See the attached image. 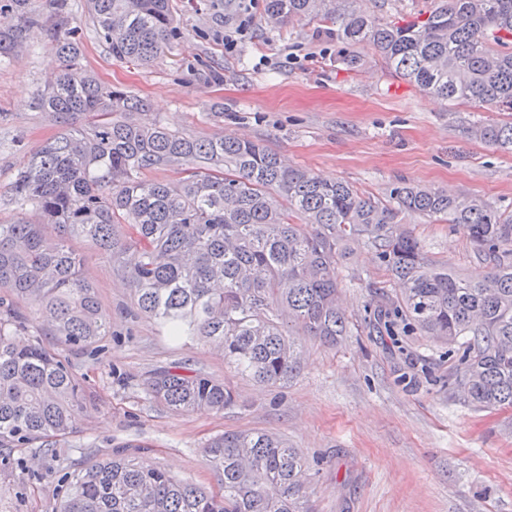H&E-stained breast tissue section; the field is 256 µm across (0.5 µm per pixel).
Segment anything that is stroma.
I'll use <instances>...</instances> for the list:
<instances>
[{
  "instance_id": "stroma-1",
  "label": "stroma",
  "mask_w": 512,
  "mask_h": 512,
  "mask_svg": "<svg viewBox=\"0 0 512 512\" xmlns=\"http://www.w3.org/2000/svg\"><path fill=\"white\" fill-rule=\"evenodd\" d=\"M83 37V65L102 82L145 99L146 120L195 138L237 136L264 143L289 164L386 197L399 182L461 191L512 208V150L467 137L474 119L506 113L445 102L393 77L368 47L359 70L336 61V42L319 20L274 26L254 9L236 53L224 51L234 20L224 0H173L182 37L150 65L113 60L99 41L85 0H70ZM55 67L44 36L0 64V223H38L6 190L33 151L57 128L36 105ZM428 258L464 277L489 270L451 225L408 214ZM73 248L112 317L96 355L70 353L87 378L95 410L51 458L25 449L0 466V512H56L60 477L135 444L139 454L178 478L220 492L203 455L216 434L263 430L287 439L311 463L312 512H512V409L483 411L459 400L457 360L425 336L367 332L371 286L394 292L376 252L348 244L342 299L354 323L334 348L302 340L300 373L278 387L241 377L212 347L172 342L137 315L128 282L88 242ZM184 364L234 387L236 407L216 414L168 411L141 382L160 367Z\"/></svg>"
}]
</instances>
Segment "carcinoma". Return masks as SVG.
Here are the masks:
<instances>
[{"mask_svg": "<svg viewBox=\"0 0 512 512\" xmlns=\"http://www.w3.org/2000/svg\"><path fill=\"white\" fill-rule=\"evenodd\" d=\"M0 0V59L46 32L58 67L39 98L60 129L7 189L57 229L0 224V458L16 448L57 455L94 411L85 378L60 351H87L111 318L70 247L81 237L112 261L137 310L176 341L205 342L255 382L276 386L301 370L297 337L334 346L350 335L340 302L346 245L364 239L401 288L374 293L384 332H417L462 350L453 373L465 402L512 408V210L476 196L393 187L366 196L292 166L260 142L196 139L134 115L145 103L102 84L82 63L69 0ZM112 59L147 65L181 38L172 0H87ZM267 19L329 24L336 60L370 47L392 76L444 101L512 112V0H432L413 20L385 22L363 0H263ZM467 136L512 147V120L474 122ZM182 167L164 183L147 173ZM458 227L489 264L481 280L430 261L402 215ZM57 337L47 345L43 329ZM28 340L22 341L20 337ZM177 414L235 406L233 389L174 366L142 381ZM204 454L223 491L208 492L141 457L118 452L61 479L56 512H309L308 467L282 437L226 432Z\"/></svg>", "mask_w": 512, "mask_h": 512, "instance_id": "cac0c4a2", "label": "carcinoma"}]
</instances>
